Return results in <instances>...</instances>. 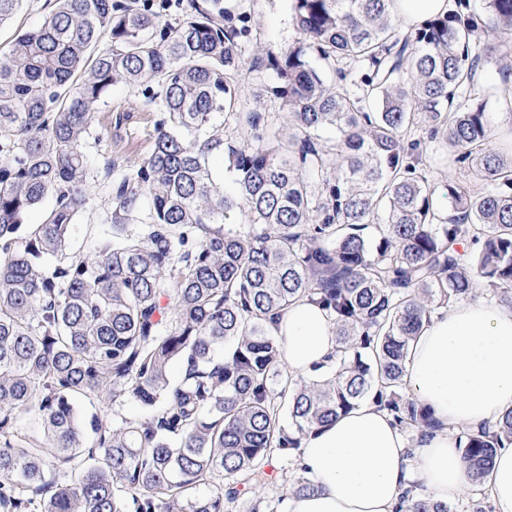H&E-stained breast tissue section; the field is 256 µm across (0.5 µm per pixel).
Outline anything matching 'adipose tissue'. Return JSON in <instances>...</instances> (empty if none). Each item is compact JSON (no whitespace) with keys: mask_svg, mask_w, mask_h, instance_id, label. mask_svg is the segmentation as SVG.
Listing matches in <instances>:
<instances>
[{"mask_svg":"<svg viewBox=\"0 0 512 512\" xmlns=\"http://www.w3.org/2000/svg\"><path fill=\"white\" fill-rule=\"evenodd\" d=\"M270 329L297 379H311L336 351L334 319L316 299H298ZM406 380L437 429L408 443L391 415L365 401L303 439L301 465L317 489L288 496L284 512H395L413 484L441 503L468 492L453 433L512 410V307L476 299L434 313L409 345ZM483 483L492 512H512V447L498 450Z\"/></svg>","mask_w":512,"mask_h":512,"instance_id":"adipose-tissue-1","label":"adipose tissue"}]
</instances>
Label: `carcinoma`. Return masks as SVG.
<instances>
[{
  "instance_id": "carcinoma-1",
  "label": "carcinoma",
  "mask_w": 512,
  "mask_h": 512,
  "mask_svg": "<svg viewBox=\"0 0 512 512\" xmlns=\"http://www.w3.org/2000/svg\"><path fill=\"white\" fill-rule=\"evenodd\" d=\"M466 8L405 33L396 0H291L297 40L253 51L251 15L224 0L173 23L148 4L56 0L0 51V512H231L274 454L372 394L400 428H437L407 392L410 342L476 279L512 304V151L483 105L455 102L490 54L512 55V0ZM259 69L286 126L242 103ZM119 81L160 119L80 254L87 146ZM421 124L462 177L430 183ZM304 296L334 316L338 350L331 375L297 382L267 323ZM126 399L152 417L78 416ZM457 439L478 484L512 444V410ZM398 512L449 508L409 487Z\"/></svg>"
}]
</instances>
